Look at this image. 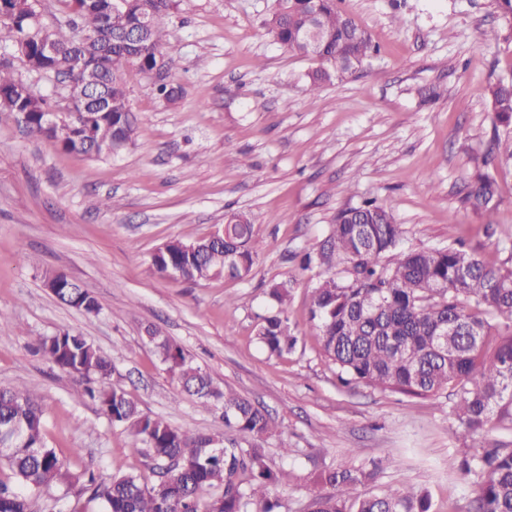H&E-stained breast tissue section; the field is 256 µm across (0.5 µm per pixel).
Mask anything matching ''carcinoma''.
<instances>
[{
  "label": "carcinoma",
  "instance_id": "1",
  "mask_svg": "<svg viewBox=\"0 0 512 512\" xmlns=\"http://www.w3.org/2000/svg\"><path fill=\"white\" fill-rule=\"evenodd\" d=\"M62 19L33 32L32 0H0V45L25 43L27 57L42 72L68 78L64 98L73 108L64 137L49 129L44 113L53 111L48 97L31 90V82L9 64H0V109L27 113L28 132L65 152L108 157L132 139L134 116L123 75L134 68L152 69L163 56L170 32L167 18L173 0H57ZM146 40L134 51L124 41L141 18ZM267 34L291 52L317 63L308 74L309 91L356 72L369 56L368 34L342 13L336 0H274L265 22ZM55 47L44 56L38 42ZM156 95L176 103L181 90L170 75L152 84ZM502 133L495 136L491 161L512 171V77L501 78L486 92ZM496 181L488 175L468 186L466 202L476 210L495 207ZM402 230L382 206L365 201L336 215L320 251L307 254L302 266H325L312 293L310 326L322 354L336 365L338 380L383 391L431 397L448 388L457 402L454 415L471 444L458 468L476 487L471 512H512V446L490 443L491 428L512 432V268L487 265L461 247L405 250ZM172 239L154 256L152 269L168 278L177 266V283H198L224 275H251L260 242L245 216L224 225V242L196 243ZM239 248L240 259L228 266L224 254ZM291 282L271 286L274 311L261 317L256 339L270 354L293 352L300 337L286 315ZM55 297L70 307L97 314L96 297L80 287L58 288ZM146 339L182 390L204 406L222 410L224 429L235 434L189 433L140 411L127 393L105 387L114 367L79 333L41 336L36 349L53 366L78 382L77 394L98 402L116 425L131 429L135 448H147L155 460L176 466L165 484H146L135 475L98 481L89 473L85 487L103 501L104 512H276L270 489L288 481L274 469L258 441L273 435L272 419L249 399L221 390L211 376L177 343L149 326ZM45 407L26 386L0 388V445L9 448L0 461L23 487L40 491L67 480V473L47 447ZM374 472L349 467L319 476L326 491L316 494L309 512H431L428 495L409 489L359 494ZM0 512H28L27 501L0 481Z\"/></svg>",
  "mask_w": 512,
  "mask_h": 512
}]
</instances>
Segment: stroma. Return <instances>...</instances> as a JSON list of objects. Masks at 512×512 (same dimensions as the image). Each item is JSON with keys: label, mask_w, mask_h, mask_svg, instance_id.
<instances>
[{"label": "stroma", "mask_w": 512, "mask_h": 512, "mask_svg": "<svg viewBox=\"0 0 512 512\" xmlns=\"http://www.w3.org/2000/svg\"><path fill=\"white\" fill-rule=\"evenodd\" d=\"M273 0H174L167 19L171 78L166 104L136 70L124 78L136 118L129 145L91 160L27 133L0 112V387L23 384L45 408V440L70 485L28 492L30 512H103L84 475L158 478L156 462L100 406L74 394L71 375L46 363L36 340L85 336L115 366L111 382L144 413L193 433L220 434L219 409L181 393L144 337L155 325L275 422L264 440L287 484L271 490L279 512H308L316 475L373 467L367 491L409 487L433 512H468L475 498L456 470L470 439L450 392L418 398L365 385L339 386L309 323L320 268L300 270L339 211L377 200L400 224L403 248L461 240L499 267L512 261V175L488 161L496 119L485 88L512 73V22L495 0H339L374 50L353 75L309 103L312 60L266 33ZM497 40L485 37L486 31ZM480 173L496 178L490 211L464 203ZM114 197L118 209H95ZM245 214L262 245L247 280L177 284L155 276L152 253L192 241ZM498 227L487 236L486 225ZM60 272L94 294L88 315L44 286ZM293 283L295 352L271 357L255 337L273 283Z\"/></svg>", "instance_id": "obj_1"}]
</instances>
